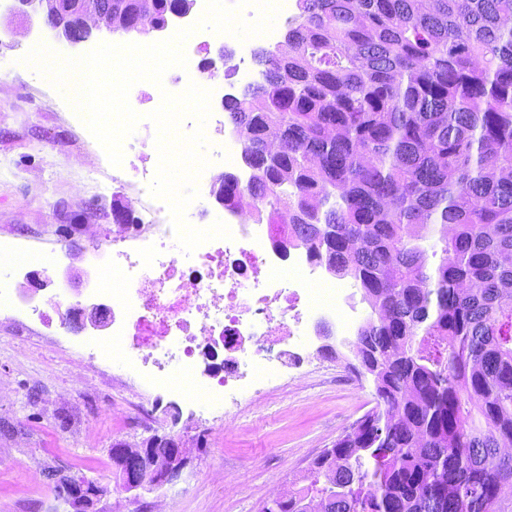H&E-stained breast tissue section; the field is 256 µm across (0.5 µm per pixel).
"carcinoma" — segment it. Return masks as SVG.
I'll return each mask as SVG.
<instances>
[{"instance_id":"cac0c4a2","label":"carcinoma","mask_w":512,"mask_h":512,"mask_svg":"<svg viewBox=\"0 0 512 512\" xmlns=\"http://www.w3.org/2000/svg\"><path fill=\"white\" fill-rule=\"evenodd\" d=\"M160 26L194 0H95ZM288 51L224 99L254 174L223 176L370 308L360 426L275 512H512V0H297ZM441 255L431 266L428 255ZM119 477L138 453L113 457Z\"/></svg>"}]
</instances>
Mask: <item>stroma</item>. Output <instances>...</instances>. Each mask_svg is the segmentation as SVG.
I'll return each instance as SVG.
<instances>
[{"label":"stroma","instance_id":"1","mask_svg":"<svg viewBox=\"0 0 512 512\" xmlns=\"http://www.w3.org/2000/svg\"><path fill=\"white\" fill-rule=\"evenodd\" d=\"M154 36L93 33L71 47L49 27L26 30L0 10V241L49 250L80 245L79 228L109 224L131 203L101 185L112 165L67 99L21 59L38 44L75 57L98 44L154 43ZM353 356H315L306 386L220 418L201 419L163 391L140 392L118 368L90 366L79 333L0 312V512H72L56 479L105 489L96 512H258L273 486H303L313 459L375 404ZM181 437L189 464L172 486L139 496L116 478L112 446L155 434Z\"/></svg>","mask_w":512,"mask_h":512}]
</instances>
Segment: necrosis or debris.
<instances>
[{"instance_id": "4bbe7bcc", "label": "necrosis or debris", "mask_w": 512, "mask_h": 512, "mask_svg": "<svg viewBox=\"0 0 512 512\" xmlns=\"http://www.w3.org/2000/svg\"><path fill=\"white\" fill-rule=\"evenodd\" d=\"M211 166L200 175L199 196L185 218L196 228L222 221L230 238L179 247L168 205L154 198L132 223L95 233L86 261L105 268L117 285L95 287L105 316L84 339L90 364L119 361L122 374L144 390L157 389L199 414L239 407L280 384L288 363H299L320 322L349 332L343 284L324 278L306 252L283 254L273 245L288 227L245 220L252 201L214 211L205 200L214 167L238 173L237 134L205 147Z\"/></svg>"}]
</instances>
